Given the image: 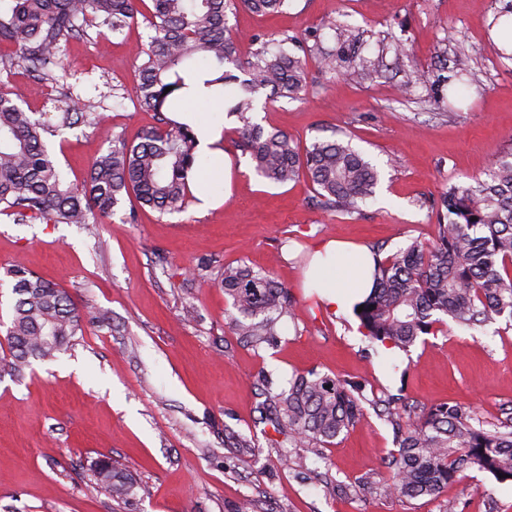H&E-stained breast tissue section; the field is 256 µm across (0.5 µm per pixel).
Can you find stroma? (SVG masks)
I'll use <instances>...</instances> for the list:
<instances>
[{
  "mask_svg": "<svg viewBox=\"0 0 512 512\" xmlns=\"http://www.w3.org/2000/svg\"><path fill=\"white\" fill-rule=\"evenodd\" d=\"M512 0H292L283 13L259 16L238 8L232 31L267 40L293 37L305 59L308 91L255 113L266 129L300 146L321 138L351 141L380 172L376 195L359 212L323 208L307 180L265 182L237 145L236 118L216 101L196 104L203 123L223 125L230 187L203 210L179 213L123 205L112 218L78 224H19L0 215V336L14 298L7 269L20 266L64 288L83 310V332L51 361L13 369L0 345V512H235L252 499L257 512H512V482L469 469L437 498L399 499L386 466L396 449L391 426L375 412L332 444L292 449L284 464L275 432L257 410L264 374L287 385L310 370L365 384L383 394L404 391L418 406L456 402L485 428L512 407V325L498 318L485 330L448 324L409 352L384 349L354 314H338L305 288L312 247L335 239L390 255L411 241L432 244L431 209L449 185H467L498 157L512 153V58L502 53L493 16ZM365 30L363 53L376 61L365 76L321 71L314 49L334 48L327 20ZM149 30L138 22L100 47L96 29L62 44L66 79L34 78L23 67L0 75V86L24 94V107L45 109L63 92L97 124L47 137L68 180L82 181L114 138L138 139L156 125L137 108L138 45ZM407 56L396 57L393 44ZM469 55L473 81L454 83L455 63ZM423 82L402 87L413 71ZM134 211V223L124 214ZM210 262L206 278L193 276ZM270 272L297 305L276 344L253 349L230 328L231 307L218 281L223 266ZM194 309L183 321L184 306ZM249 439L252 455L226 445ZM136 480L118 502L93 490L90 464L99 456ZM376 473L372 489L347 497L337 482L356 485Z\"/></svg>",
  "mask_w": 512,
  "mask_h": 512,
  "instance_id": "obj_1",
  "label": "stroma"
}]
</instances>
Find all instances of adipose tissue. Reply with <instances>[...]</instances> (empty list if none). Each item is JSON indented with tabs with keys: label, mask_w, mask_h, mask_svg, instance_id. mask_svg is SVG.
<instances>
[{
	"label": "adipose tissue",
	"mask_w": 512,
	"mask_h": 512,
	"mask_svg": "<svg viewBox=\"0 0 512 512\" xmlns=\"http://www.w3.org/2000/svg\"><path fill=\"white\" fill-rule=\"evenodd\" d=\"M340 249V243L333 240L319 244L306 280L322 304L337 312H347L369 292L373 261L360 248L353 259L342 262L338 257Z\"/></svg>",
	"instance_id": "obj_1"
}]
</instances>
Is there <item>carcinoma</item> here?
Wrapping results in <instances>:
<instances>
[{
	"instance_id": "1",
	"label": "carcinoma",
	"mask_w": 512,
	"mask_h": 512,
	"mask_svg": "<svg viewBox=\"0 0 512 512\" xmlns=\"http://www.w3.org/2000/svg\"><path fill=\"white\" fill-rule=\"evenodd\" d=\"M10 16L0 17V72L14 65L46 80L62 69L61 44L88 27L120 34L143 18L150 29L139 48L137 106L157 115L159 125L129 143L117 138L91 164L79 183H70L45 135L90 119L72 96L53 99V111L30 112L17 92H0V214L25 223L87 224L89 218L115 215L126 198L161 215L178 213L194 200L197 178L193 124L167 116L175 101L216 99L237 117L239 146L266 181L285 185L307 177L320 204L342 214L360 210L376 194L379 172L349 141L316 140L305 149L285 132L254 121L261 102L297 100L308 86L305 61L288 50L283 36L242 58L239 42L228 33L229 12L243 6L260 15L283 12L290 0H11ZM336 49L318 59L327 73L375 69L370 58L354 55L363 40L359 29L327 23ZM438 237L416 240L391 255L373 248V287L356 313L367 336L383 345L409 350L437 326L452 321L482 330L497 317L512 320V153L499 159L484 178L451 185L434 203ZM16 296L6 329L16 364L51 360L82 331L80 310L64 289L18 268L11 272ZM235 314L233 333L259 349L279 336L282 320L294 317L296 301L288 288L262 270L245 264L221 273ZM263 410L274 432L290 448L325 445L365 418V405L381 409L398 450L389 469L395 496L437 497L472 467L512 481V407L492 429L466 408L448 402L417 410L399 393L372 398L364 388L317 372L300 374L288 389L264 379ZM92 472L96 486L117 500L128 499L133 477L108 457Z\"/></svg>"
}]
</instances>
